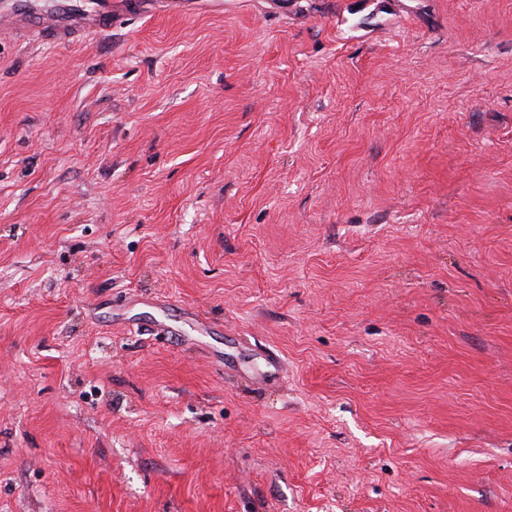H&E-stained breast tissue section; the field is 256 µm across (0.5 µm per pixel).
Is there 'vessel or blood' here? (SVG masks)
Wrapping results in <instances>:
<instances>
[{
	"label": "vessel or blood",
	"instance_id": "b4317fda",
	"mask_svg": "<svg viewBox=\"0 0 512 512\" xmlns=\"http://www.w3.org/2000/svg\"><path fill=\"white\" fill-rule=\"evenodd\" d=\"M27 0H5L0 5V26L20 36H35L52 42H65L84 32L109 31L123 14L135 10L141 0H95L84 11L48 12L26 5Z\"/></svg>",
	"mask_w": 512,
	"mask_h": 512
}]
</instances>
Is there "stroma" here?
I'll return each instance as SVG.
<instances>
[{"label": "stroma", "instance_id": "1", "mask_svg": "<svg viewBox=\"0 0 512 512\" xmlns=\"http://www.w3.org/2000/svg\"><path fill=\"white\" fill-rule=\"evenodd\" d=\"M0 512H512V0L1 35Z\"/></svg>", "mask_w": 512, "mask_h": 512}]
</instances>
